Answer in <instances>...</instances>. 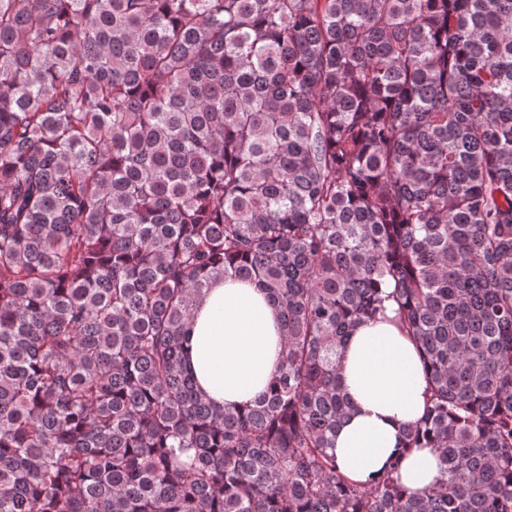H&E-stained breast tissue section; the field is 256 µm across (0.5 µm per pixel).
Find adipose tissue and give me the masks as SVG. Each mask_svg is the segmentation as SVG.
Here are the masks:
<instances>
[{
	"label": "adipose tissue",
	"instance_id": "ef3b65f1",
	"mask_svg": "<svg viewBox=\"0 0 512 512\" xmlns=\"http://www.w3.org/2000/svg\"><path fill=\"white\" fill-rule=\"evenodd\" d=\"M189 331L190 367L201 392L219 407L253 400L278 372L280 314L254 284L212 281L195 302ZM340 377L351 412L334 437L336 464L349 479L364 482L387 466L405 428L424 411L422 358L394 310L355 328L341 355ZM441 479L430 449H414L403 462L401 481L410 490Z\"/></svg>",
	"mask_w": 512,
	"mask_h": 512
}]
</instances>
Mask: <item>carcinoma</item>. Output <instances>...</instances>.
I'll list each match as a JSON object with an SVG mask.
<instances>
[{
    "mask_svg": "<svg viewBox=\"0 0 512 512\" xmlns=\"http://www.w3.org/2000/svg\"><path fill=\"white\" fill-rule=\"evenodd\" d=\"M218 278L282 321L240 409ZM390 299L423 491L332 452ZM0 512H512V0H0ZM190 367L201 392L220 408H239L278 373V309L254 284L218 279L196 300L190 322ZM441 479L440 465L429 448L414 449L403 462L401 481L412 491L434 487Z\"/></svg>",
    "mask_w": 512,
    "mask_h": 512,
    "instance_id": "obj_1",
    "label": "carcinoma"
}]
</instances>
